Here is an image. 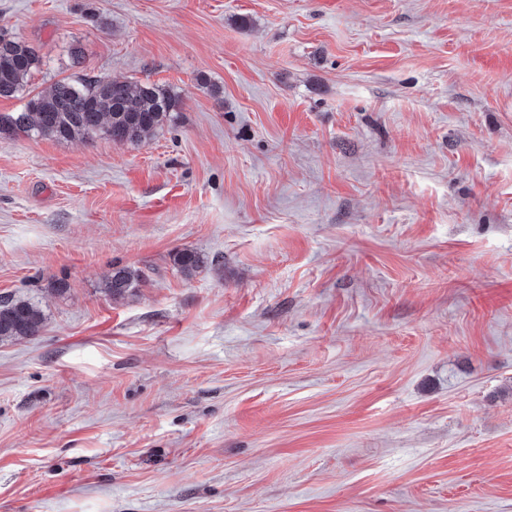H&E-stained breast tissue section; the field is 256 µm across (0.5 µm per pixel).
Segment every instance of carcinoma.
I'll list each match as a JSON object with an SVG mask.
<instances>
[{
	"instance_id": "obj_1",
	"label": "carcinoma",
	"mask_w": 512,
	"mask_h": 512,
	"mask_svg": "<svg viewBox=\"0 0 512 512\" xmlns=\"http://www.w3.org/2000/svg\"><path fill=\"white\" fill-rule=\"evenodd\" d=\"M37 47L26 39L0 31V98H13L28 85L39 65ZM179 97L151 83L131 85L105 77L60 80L34 94L21 112H0V137L18 132L70 141L106 137L114 143H137L154 134L176 111ZM185 275L203 264L194 251L173 255ZM141 273L128 266L112 268L104 290L118 301L134 292ZM45 317L33 299L0 294V343L40 335Z\"/></svg>"
}]
</instances>
